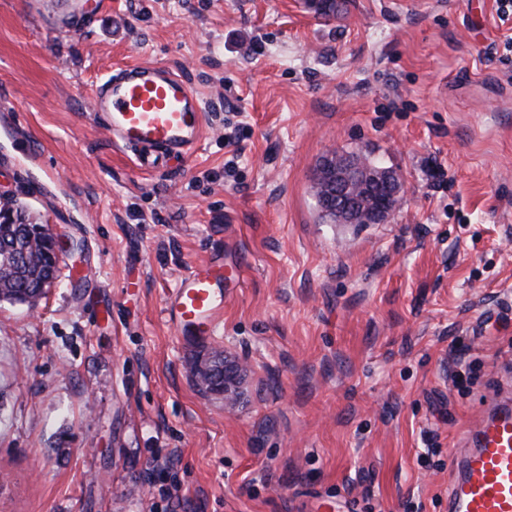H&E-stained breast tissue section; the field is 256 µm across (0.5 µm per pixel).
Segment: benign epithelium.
I'll return each instance as SVG.
<instances>
[{"mask_svg":"<svg viewBox=\"0 0 512 512\" xmlns=\"http://www.w3.org/2000/svg\"><path fill=\"white\" fill-rule=\"evenodd\" d=\"M312 182L326 183L328 192L321 196L322 209L337 215L347 224H382L394 214L396 203L388 196V183L385 184L387 197L372 200L368 208L361 203V199L371 193L372 186L368 161L359 156L327 159L316 167ZM10 224L29 225L31 240L49 247V264L45 269L47 277L39 285L41 292L47 293L58 284L61 241L49 225L36 222L28 210L17 211L8 203L0 202V226ZM244 369V362L230 361L223 353L212 351L197 363L195 380L204 391L228 397L234 394L237 379Z\"/></svg>","mask_w":512,"mask_h":512,"instance_id":"obj_1","label":"benign epithelium"}]
</instances>
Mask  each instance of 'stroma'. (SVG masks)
<instances>
[{"mask_svg": "<svg viewBox=\"0 0 512 512\" xmlns=\"http://www.w3.org/2000/svg\"><path fill=\"white\" fill-rule=\"evenodd\" d=\"M97 2L0 0V196L74 246L37 306L0 301V512H446L512 364L495 0H110L79 29ZM133 63L201 96L186 166L142 172L89 118ZM334 151L400 175L389 222L322 216ZM213 256L223 331L175 335L164 298ZM214 348L248 362L229 402L191 374Z\"/></svg>", "mask_w": 512, "mask_h": 512, "instance_id": "35a3bbf8", "label": "stroma"}]
</instances>
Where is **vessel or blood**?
Segmentation results:
<instances>
[{
  "instance_id": "b4317fda",
  "label": "vessel or blood",
  "mask_w": 512,
  "mask_h": 512,
  "mask_svg": "<svg viewBox=\"0 0 512 512\" xmlns=\"http://www.w3.org/2000/svg\"><path fill=\"white\" fill-rule=\"evenodd\" d=\"M90 117L145 172L191 159L206 129L199 94L164 64L108 72L92 92ZM223 277L212 260L179 276L164 305L176 335L208 340L219 334ZM448 512H512V394L495 396L463 427L449 462Z\"/></svg>"
}]
</instances>
